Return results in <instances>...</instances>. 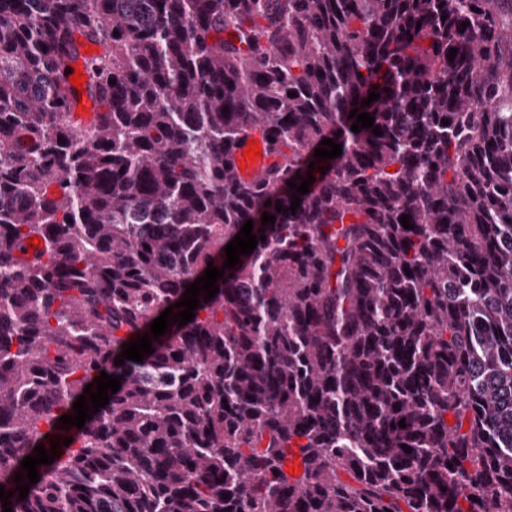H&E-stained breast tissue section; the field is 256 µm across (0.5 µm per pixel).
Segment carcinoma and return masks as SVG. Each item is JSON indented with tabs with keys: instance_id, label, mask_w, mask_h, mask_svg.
Returning <instances> with one entry per match:
<instances>
[{
	"instance_id": "1",
	"label": "carcinoma",
	"mask_w": 512,
	"mask_h": 512,
	"mask_svg": "<svg viewBox=\"0 0 512 512\" xmlns=\"http://www.w3.org/2000/svg\"><path fill=\"white\" fill-rule=\"evenodd\" d=\"M256 124L284 162L247 182ZM249 219L216 296L115 365ZM0 484L12 512H512V0H0Z\"/></svg>"
}]
</instances>
